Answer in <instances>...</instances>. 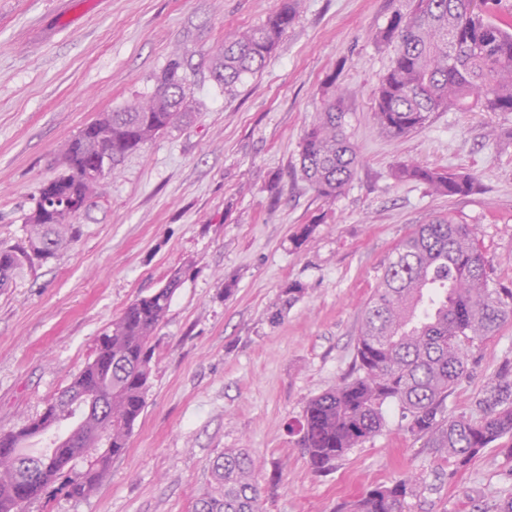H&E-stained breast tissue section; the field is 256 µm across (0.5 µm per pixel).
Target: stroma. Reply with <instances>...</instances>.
Masks as SVG:
<instances>
[{"label": "stroma", "mask_w": 512, "mask_h": 512, "mask_svg": "<svg viewBox=\"0 0 512 512\" xmlns=\"http://www.w3.org/2000/svg\"><path fill=\"white\" fill-rule=\"evenodd\" d=\"M282 0H0V242L24 240L41 186L87 124L149 95L172 55L190 119L127 155L77 218L81 237L0 288V432L39 417L93 360L98 336L138 296L181 282L151 338L150 387L129 447L86 499L23 512H191L227 448L255 461L263 512H347L416 473L406 512H496L512 490V435L467 466L408 433L382 434L330 472L298 445L307 402L353 368L362 310L398 244L438 216L478 227L493 282L512 287V112L451 108L401 137L373 120L395 47L382 38L410 0H303L257 74L224 89L211 53ZM359 155L333 203L301 176L299 141L333 90ZM497 129L499 145L486 134ZM475 178L447 198L395 180L402 161ZM313 225L299 241L303 225ZM304 295L285 305L287 288ZM512 321L475 341L447 400L472 403L505 360Z\"/></svg>", "instance_id": "stroma-1"}]
</instances>
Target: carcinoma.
I'll return each instance as SVG.
<instances>
[{"label":"carcinoma","instance_id":"carcinoma-1","mask_svg":"<svg viewBox=\"0 0 512 512\" xmlns=\"http://www.w3.org/2000/svg\"><path fill=\"white\" fill-rule=\"evenodd\" d=\"M412 0L394 16L384 37L398 44L377 92L373 117L392 137L426 125L451 107L512 112V28L491 21L488 0ZM301 0H282L260 27L224 36L212 53L214 80L230 87L261 70L293 24ZM183 61L170 59L154 91L104 114L67 145L66 169L46 181L28 218L26 239L0 247V287L13 275L68 248L81 234L78 213L58 208L42 215L47 198L86 208L100 189L89 187L85 164L97 150L105 171L189 115ZM342 97L328 100L300 139L303 178L318 196L334 200L352 179L357 155L343 131ZM394 177L426 185L450 198L475 189L468 175L398 164ZM488 261L476 243V226L451 218L419 224L396 249L379 288L366 303L353 376L308 401L299 445L316 473L333 469L353 449L381 434L384 405L396 404L406 430L442 448L448 461L466 466L484 448L512 434V361H505L474 400L476 414L450 415L446 402L467 375L476 339L512 321V288L490 285ZM180 285L173 274L153 293L127 305L98 339L95 358L37 419L0 434V512H20L18 489L40 498L48 489L84 499L98 487L112 458L124 454L145 407L151 375L150 338ZM73 427L71 438L104 451L79 469L78 455L33 454L26 442L49 425ZM419 478L407 474L366 491L350 512H405ZM192 512H262L254 463L243 449L226 448L211 465V487Z\"/></svg>","mask_w":512,"mask_h":512}]
</instances>
